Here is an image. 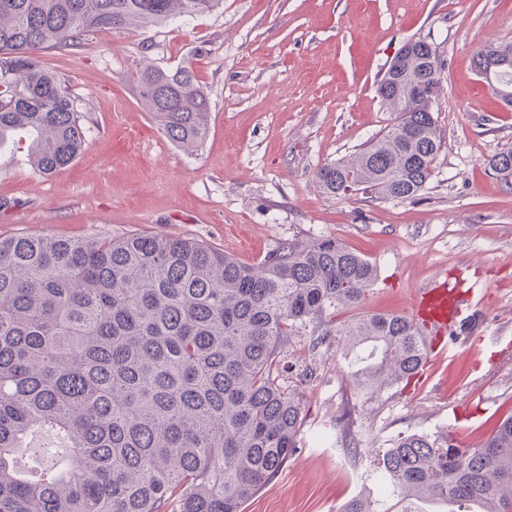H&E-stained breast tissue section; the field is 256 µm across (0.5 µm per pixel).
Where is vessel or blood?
<instances>
[{
  "mask_svg": "<svg viewBox=\"0 0 512 512\" xmlns=\"http://www.w3.org/2000/svg\"><path fill=\"white\" fill-rule=\"evenodd\" d=\"M462 295V290L449 281L447 273L440 272L412 296L409 315L426 333L431 347L446 346L448 330L462 313Z\"/></svg>",
  "mask_w": 512,
  "mask_h": 512,
  "instance_id": "vessel-or-blood-1",
  "label": "vessel or blood"
}]
</instances>
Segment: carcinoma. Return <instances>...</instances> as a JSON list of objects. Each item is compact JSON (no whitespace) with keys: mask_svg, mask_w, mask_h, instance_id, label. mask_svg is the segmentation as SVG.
<instances>
[{"mask_svg":"<svg viewBox=\"0 0 512 512\" xmlns=\"http://www.w3.org/2000/svg\"><path fill=\"white\" fill-rule=\"evenodd\" d=\"M222 0H0V147L29 143L42 175L67 168L85 142L74 101L43 68L45 46H74L105 30L196 15ZM512 61V44L478 51ZM439 59L414 40L377 93L396 121L345 160L322 167L338 197H416L442 150L434 103ZM142 105L170 141L199 148L209 101L190 63L140 67ZM424 86L421 98L414 84ZM512 94V67L489 83ZM512 186V150L488 160ZM378 280L369 259L331 237L282 244L257 264L196 240L16 236L0 240V512H242L286 464L305 419L282 378L290 336L343 340L362 355L349 383L361 398L417 375L430 349L409 316L359 308ZM66 441L72 463L27 480L14 459L31 436ZM375 471L416 512L433 497L512 512V415L479 448L413 433L375 453ZM340 512H380L358 495Z\"/></svg>","mask_w":512,"mask_h":512,"instance_id":"cac0c4a2","label":"carcinoma"}]
</instances>
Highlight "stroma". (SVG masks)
I'll use <instances>...</instances> for the list:
<instances>
[{"label": "stroma", "mask_w": 512, "mask_h": 512, "mask_svg": "<svg viewBox=\"0 0 512 512\" xmlns=\"http://www.w3.org/2000/svg\"><path fill=\"white\" fill-rule=\"evenodd\" d=\"M440 51L435 116L443 148L411 200L336 198L325 164L352 156L394 121L377 83L408 39ZM512 42V0H224L216 10L146 28L102 31L49 48L85 130L66 169L41 175L27 150L0 148V238H194L255 264L283 243L332 237L379 269L363 313H403L434 272L482 304L472 333L429 354L409 383L369 401L349 384L352 353L292 337L284 377L310 369L305 422L288 463L244 512H339L369 495L387 512L372 449L401 436L446 435L480 446L512 414V187L489 156L512 150V110L476 73L482 47ZM192 62L210 104L209 132L188 153L141 105L143 63ZM355 405L351 437L336 431Z\"/></svg>", "instance_id": "stroma-1"}]
</instances>
